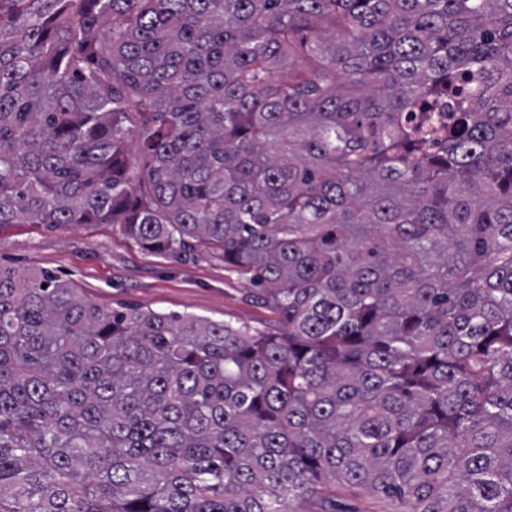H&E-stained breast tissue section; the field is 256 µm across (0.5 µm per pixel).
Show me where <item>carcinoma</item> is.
<instances>
[{"mask_svg":"<svg viewBox=\"0 0 512 512\" xmlns=\"http://www.w3.org/2000/svg\"><path fill=\"white\" fill-rule=\"evenodd\" d=\"M5 224L277 319L0 265V512H512V0H0ZM0 264L49 270L103 310L133 305L263 329L275 315L252 303L249 281L199 248L186 260L147 253L115 224H5ZM336 498L341 504L340 510L346 512H395L401 507L397 502L380 499L361 489L336 492Z\"/></svg>","mask_w":512,"mask_h":512,"instance_id":"obj_1","label":"carcinoma"}]
</instances>
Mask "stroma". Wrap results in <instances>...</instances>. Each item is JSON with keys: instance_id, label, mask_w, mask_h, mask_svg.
Masks as SVG:
<instances>
[{"instance_id": "1", "label": "stroma", "mask_w": 512, "mask_h": 512, "mask_svg": "<svg viewBox=\"0 0 512 512\" xmlns=\"http://www.w3.org/2000/svg\"><path fill=\"white\" fill-rule=\"evenodd\" d=\"M0 264L52 271L104 310L133 305L258 329L274 321L249 300L250 282L222 258L203 248L182 261L150 254L113 224L2 226Z\"/></svg>"}]
</instances>
